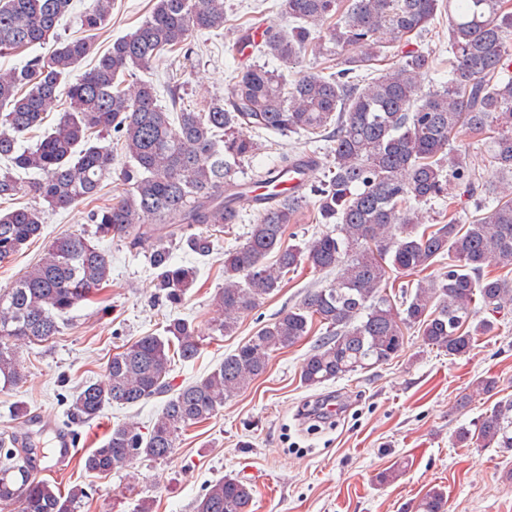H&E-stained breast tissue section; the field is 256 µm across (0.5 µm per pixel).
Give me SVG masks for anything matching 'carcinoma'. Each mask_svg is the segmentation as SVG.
Listing matches in <instances>:
<instances>
[{
  "instance_id": "cac0c4a2",
  "label": "carcinoma",
  "mask_w": 512,
  "mask_h": 512,
  "mask_svg": "<svg viewBox=\"0 0 512 512\" xmlns=\"http://www.w3.org/2000/svg\"><path fill=\"white\" fill-rule=\"evenodd\" d=\"M73 0H0V56L47 47L0 72V199L27 193L36 203L0 211V262L39 240L45 209L66 210L94 200L114 163V137L124 157L123 194L88 215L93 236L72 233L46 247L40 262L0 291V384L26 380L24 349L49 342L64 317L110 282L112 261L99 245L118 237L144 249L155 270V295L176 308L197 280V269L174 261L172 246L207 256L213 236L239 222L237 200L250 190L238 180L242 164L258 150L243 138L245 126L312 143L332 138L323 179L308 186L311 201L289 189L257 211L245 242L224 250V288L216 298L214 331L235 332L240 314L255 309L305 266L341 269L323 288L263 325L205 376L171 388L175 358H198L203 343L195 327L168 320L159 336H143L110 358L105 380L87 382L71 398L70 412L92 421L109 406L132 407L166 395L161 413L143 433L133 423L112 426L102 445L81 458L84 470L109 474L139 458L164 459L190 427L203 423L262 376L270 354L292 347L324 327L300 368L306 387H317L382 366L403 350L414 329L427 346L461 355L475 337L494 329L479 318L512 300V77L497 78L512 55V11L507 0H279L288 30L238 27L228 49L276 62L235 71L229 99L215 97L200 109L162 106L153 84L135 78L162 54L183 51L192 33L224 29V0H155L132 32L100 55L93 37L67 38L61 19ZM448 13V80L423 91L418 76L433 68L430 55L408 49L437 10ZM112 0H90L81 14L85 31L101 29ZM334 44L336 71L304 72L288 83L286 72L322 40ZM96 54L94 68L73 77ZM392 57L373 77L372 62ZM65 99L58 122L43 128L48 112ZM485 138L500 196L483 217L463 224L455 210L419 230L416 205L443 197L448 176L471 186L472 173L449 148L459 129ZM37 139L35 146L24 142ZM304 172L301 155L281 152L261 176ZM36 178L25 181L21 173ZM333 229L302 245L285 244L298 210ZM204 226L188 233L194 225ZM275 260H268L270 254ZM448 261L447 270L418 280L395 304L385 292L389 274H420ZM495 444L512 450V400L482 417L477 432L462 427L456 445ZM29 444L0 445V512H83L87 490L63 492L38 479ZM253 486L226 476L209 484L195 512H250ZM446 492L429 490L416 512H447Z\"/></svg>"
}]
</instances>
